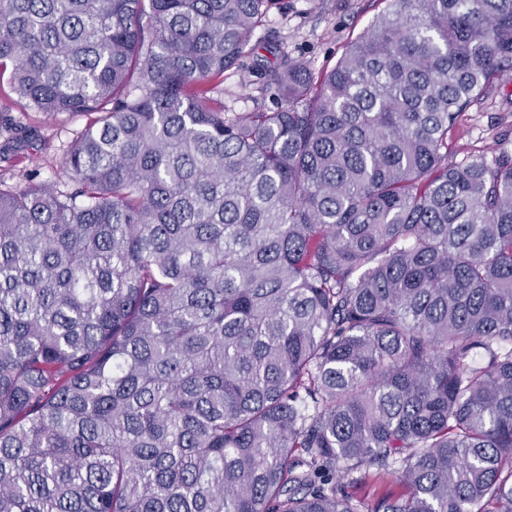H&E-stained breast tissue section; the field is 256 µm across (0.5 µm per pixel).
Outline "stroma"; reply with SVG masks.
<instances>
[{
	"instance_id": "1",
	"label": "stroma",
	"mask_w": 512,
	"mask_h": 512,
	"mask_svg": "<svg viewBox=\"0 0 512 512\" xmlns=\"http://www.w3.org/2000/svg\"><path fill=\"white\" fill-rule=\"evenodd\" d=\"M386 8L384 0H288L286 9H272L256 36L277 32L288 53L309 61L315 73L333 68L346 46L361 36ZM224 104L232 112L273 107L251 77L233 70L224 74ZM85 117H47L21 108L8 87L0 86V181L10 186L27 180L54 181L61 174L64 150ZM36 128L37 137L14 146L15 126ZM512 153V76L494 83L448 132V156L463 162L482 155L494 160Z\"/></svg>"
}]
</instances>
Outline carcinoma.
I'll use <instances>...</instances> for the list:
<instances>
[{
  "label": "carcinoma",
  "mask_w": 512,
  "mask_h": 512,
  "mask_svg": "<svg viewBox=\"0 0 512 512\" xmlns=\"http://www.w3.org/2000/svg\"><path fill=\"white\" fill-rule=\"evenodd\" d=\"M279 2L0 0V79L93 116L0 187V512H512V156L448 160L512 0H388L318 78ZM254 77L228 70L224 73V105L228 112H254L272 108L274 100L270 94L262 95Z\"/></svg>",
  "instance_id": "obj_1"
}]
</instances>
